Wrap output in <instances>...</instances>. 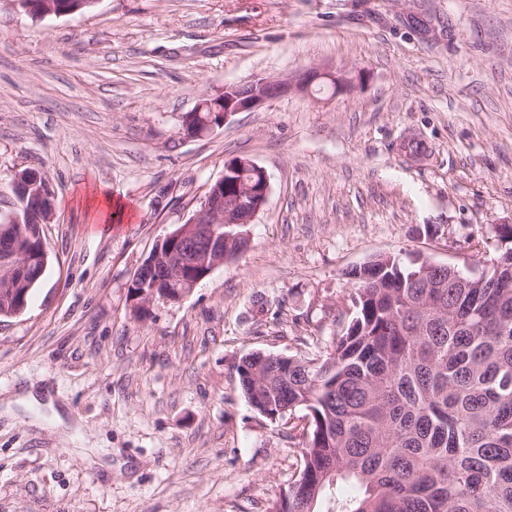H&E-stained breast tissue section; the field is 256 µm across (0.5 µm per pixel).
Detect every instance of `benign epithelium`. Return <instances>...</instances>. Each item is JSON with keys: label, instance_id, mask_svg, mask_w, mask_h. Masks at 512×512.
<instances>
[{"label": "benign epithelium", "instance_id": "benign-epithelium-1", "mask_svg": "<svg viewBox=\"0 0 512 512\" xmlns=\"http://www.w3.org/2000/svg\"><path fill=\"white\" fill-rule=\"evenodd\" d=\"M9 3L15 11L33 17L69 14L54 0H9ZM361 80L359 70L325 68H311L281 80L257 75L244 84L224 86L221 95L204 99L193 109L197 116L205 110L216 114L218 121L206 120L191 129L185 125L182 130L187 137H200L225 124L232 116L250 112L268 99L287 93H308L315 87H327L335 92L350 90ZM40 181L41 176L36 171L29 172L25 180L15 176V195L26 197ZM269 189V176L262 166L246 157L234 158L224 165V176L212 186L191 222L180 225L156 245L155 255L164 246L170 248L168 269L170 275L182 284L175 300L188 297L201 279L224 264L223 228L253 223L267 202Z\"/></svg>", "mask_w": 512, "mask_h": 512}]
</instances>
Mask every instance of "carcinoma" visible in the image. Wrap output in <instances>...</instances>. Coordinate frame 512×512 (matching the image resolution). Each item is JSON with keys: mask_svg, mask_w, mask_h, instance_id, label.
I'll use <instances>...</instances> for the list:
<instances>
[{"mask_svg": "<svg viewBox=\"0 0 512 512\" xmlns=\"http://www.w3.org/2000/svg\"><path fill=\"white\" fill-rule=\"evenodd\" d=\"M54 197L17 200L23 260ZM48 256L0 279V319L30 300ZM355 316L316 357L236 365L249 403L303 412L297 478L267 512H512V248L480 273L375 261Z\"/></svg>", "mask_w": 512, "mask_h": 512, "instance_id": "carcinoma-1", "label": "carcinoma"}]
</instances>
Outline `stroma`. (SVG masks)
<instances>
[{"mask_svg":"<svg viewBox=\"0 0 512 512\" xmlns=\"http://www.w3.org/2000/svg\"><path fill=\"white\" fill-rule=\"evenodd\" d=\"M311 67L359 88L287 94L198 138L225 85ZM270 177L250 243L145 316L143 259L224 164ZM38 171L48 265L0 320V512H266L300 415L245 400L247 353L308 357L353 317L347 271L411 254L469 271L512 224V0H98L34 18L0 0V213ZM127 217L103 230L95 197ZM42 395L22 406V390Z\"/></svg>","mask_w":512,"mask_h":512,"instance_id":"1","label":"stroma"}]
</instances>
